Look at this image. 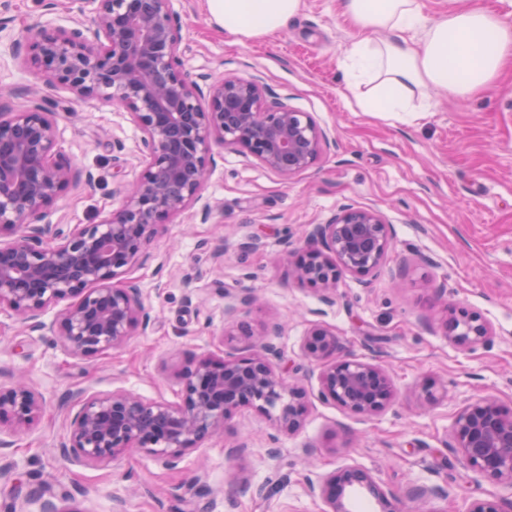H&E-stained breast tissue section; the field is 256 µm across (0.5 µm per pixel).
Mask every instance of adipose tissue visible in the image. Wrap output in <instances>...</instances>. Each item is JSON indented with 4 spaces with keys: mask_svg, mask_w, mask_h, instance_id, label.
Returning <instances> with one entry per match:
<instances>
[{
    "mask_svg": "<svg viewBox=\"0 0 512 512\" xmlns=\"http://www.w3.org/2000/svg\"><path fill=\"white\" fill-rule=\"evenodd\" d=\"M302 0H206L211 19L235 43L271 35ZM355 31L344 50L350 87L365 112H412L430 88L456 97L482 93L512 61V24L481 7L425 18L418 0H339Z\"/></svg>",
    "mask_w": 512,
    "mask_h": 512,
    "instance_id": "adipose-tissue-1",
    "label": "adipose tissue"
}]
</instances>
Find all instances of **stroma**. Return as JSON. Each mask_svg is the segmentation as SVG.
<instances>
[{"label":"stroma","mask_w":512,"mask_h":512,"mask_svg":"<svg viewBox=\"0 0 512 512\" xmlns=\"http://www.w3.org/2000/svg\"><path fill=\"white\" fill-rule=\"evenodd\" d=\"M94 0H0V91L26 104L35 85L15 54L26 29L89 21ZM181 28L185 76L205 85L218 75L257 80L268 99L308 113L329 136L316 162L281 176L258 160L214 148L200 198L160 226L129 273L151 321L123 347L95 358L68 355L49 332L0 311V388L25 379L46 399L44 414L0 450V512H38L30 488L57 491L59 512H326L309 481L350 466L368 472L395 512H468L496 499L512 512V489L470 469L450 446L456 415L478 398L512 411V69L475 97L429 90L421 112H363L346 87L343 51L354 32L338 0H303L286 27L232 44L205 0H172ZM57 114L58 147L91 172L39 216L42 224H95L120 207L144 168L141 132L128 111L66 89L42 88ZM379 211L391 244L379 270L345 276L332 303L291 274V252L310 225L345 205ZM209 207L211 218L199 212ZM262 246L241 249L247 236ZM251 295L235 315L226 308ZM466 309L490 327L470 349L445 334ZM272 324L282 366L308 394L302 426L280 430L252 407L236 410L223 434L166 467L142 452L97 466L57 448L82 392L126 390L177 404L180 375L201 358L241 354ZM316 323L333 329L341 356L382 365L396 392L384 411L356 415L320 400V367L302 349ZM231 341H222V334ZM440 496L410 501L412 486Z\"/></svg>","instance_id":"35a3bbf8"}]
</instances>
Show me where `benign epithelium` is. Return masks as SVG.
I'll return each instance as SVG.
<instances>
[{"mask_svg": "<svg viewBox=\"0 0 512 512\" xmlns=\"http://www.w3.org/2000/svg\"><path fill=\"white\" fill-rule=\"evenodd\" d=\"M90 24L41 31L16 43L47 86L68 89L77 103L101 100L129 111L142 132L145 166L120 207L97 224H36L65 190L92 181L57 147L56 113L43 96L14 108L0 103V310L23 327L43 329L42 315L63 301L50 331L74 358L124 346L149 315L139 286L126 277L166 219L200 195L213 146L258 160L285 177L308 169L329 137L311 116L268 101L257 81L222 76L202 89L179 69L180 28L170 0H96ZM390 246L389 225L372 209L344 207L314 224L292 273L330 303L339 280L364 278L380 267ZM448 339L471 348L490 340L473 312L446 323ZM339 339L313 325L305 338L308 358L321 365L319 398L354 414L375 415L395 399L378 363L336 356ZM281 351L268 339L242 356L205 357L181 375L182 402L145 399L125 390L92 393L71 418L60 454L88 464L109 463L133 452L174 465L189 448L224 431L241 407L275 412L291 433L307 412V393L276 371ZM44 397L21 381L0 389V425L13 431L33 425ZM451 437L465 463L481 476L512 488V413L481 398L454 420ZM359 488L391 512L384 490L362 469L341 468L309 489L329 512H347L348 490Z\"/></svg>", "mask_w": 512, "mask_h": 512, "instance_id": "1", "label": "benign epithelium"}]
</instances>
